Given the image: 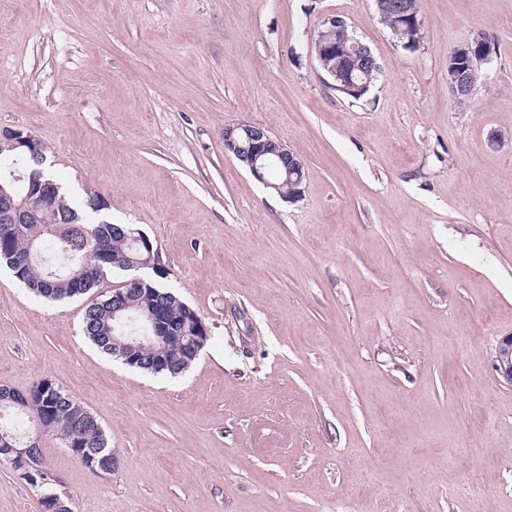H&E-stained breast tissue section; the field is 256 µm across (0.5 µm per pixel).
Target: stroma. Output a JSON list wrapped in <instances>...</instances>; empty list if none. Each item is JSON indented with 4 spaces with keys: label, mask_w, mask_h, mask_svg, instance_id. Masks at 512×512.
<instances>
[{
    "label": "stroma",
    "mask_w": 512,
    "mask_h": 512,
    "mask_svg": "<svg viewBox=\"0 0 512 512\" xmlns=\"http://www.w3.org/2000/svg\"><path fill=\"white\" fill-rule=\"evenodd\" d=\"M404 49L373 0H0V128L46 145L66 199L158 246L210 339L174 378L0 267V386L47 377L104 428L112 473L52 437L75 512H512V0H422ZM347 21L381 72L332 89L313 42ZM495 42L471 103L448 55ZM249 122L305 164L279 197L224 151ZM508 139L493 146L491 132ZM0 512H40L0 464ZM493 365L497 375L512 386V335L504 336L498 343Z\"/></svg>",
    "instance_id": "stroma-1"
}]
</instances>
